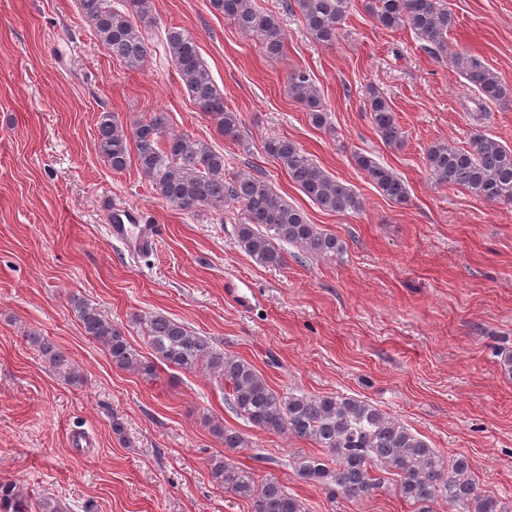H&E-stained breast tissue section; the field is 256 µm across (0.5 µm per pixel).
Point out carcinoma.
<instances>
[{
  "label": "carcinoma",
  "instance_id": "cac0c4a2",
  "mask_svg": "<svg viewBox=\"0 0 512 512\" xmlns=\"http://www.w3.org/2000/svg\"><path fill=\"white\" fill-rule=\"evenodd\" d=\"M79 0L97 41L127 69H140L151 53L146 32L153 26L151 0ZM212 10L231 20L261 45L270 58L284 52L285 33L277 15L258 8L255 0H209ZM284 8L300 16L315 42L330 46L346 23L352 0H284ZM367 11L390 30L409 27L434 53L449 54L450 67L475 92L477 117H488L491 105H512V87L504 84L484 60L464 49L448 52L453 13L442 0H366ZM163 47L194 105L218 133L236 141L242 119L224 104L221 91L203 60L197 40L185 29L164 30ZM288 93L303 106L309 123L331 127L330 116L311 74L297 69L288 75ZM370 123L388 148L405 143V131L387 99L372 90L367 98ZM96 149L115 172L136 158L141 175L155 194L180 211L238 210L233 247L262 267L286 265L288 247L296 260L339 262L345 242L309 222L300 208L289 203L264 178L226 172L224 153L205 141L168 130L164 112H154L125 125L112 112L97 122ZM263 152L284 169L288 178L314 205L331 213L363 209L361 196L311 158L297 142L269 138ZM431 180L441 186L462 187L484 201L512 205V148L476 134L469 147L436 141L425 152ZM353 163L386 199L405 205V181L390 166L368 152L353 154ZM84 332L105 347L112 364L145 377L158 364L184 370L203 369L224 380V400L239 419L270 434H289L322 449L319 454L298 452L290 466L295 477L328 494L352 499L369 497L395 482L399 496L415 512H436L444 502L449 512H509V505L481 488L471 475L466 457L449 459L419 434L377 405L342 394H308L274 389L248 360L216 346L184 323L163 314H135L131 323L141 330L151 350L146 356L126 337L124 327L112 322L97 307L84 301L75 305ZM49 364L71 385L80 383L77 367L59 348L38 333L27 336ZM212 434L235 452L250 448L248 436L221 422ZM212 480L252 503L253 512H305L303 503L275 477L233 465L222 456L208 461ZM0 512H32L25 494L13 483H0Z\"/></svg>",
  "mask_w": 512,
  "mask_h": 512
}]
</instances>
